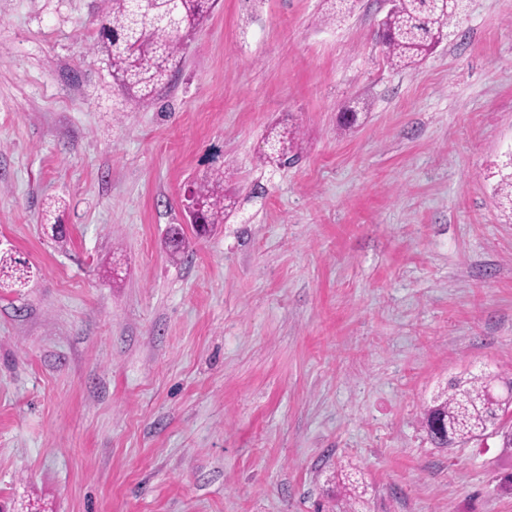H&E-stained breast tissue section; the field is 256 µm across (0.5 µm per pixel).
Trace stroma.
Here are the masks:
<instances>
[{"label": "stroma", "instance_id": "35a3bbf8", "mask_svg": "<svg viewBox=\"0 0 512 512\" xmlns=\"http://www.w3.org/2000/svg\"><path fill=\"white\" fill-rule=\"evenodd\" d=\"M334 6L218 0L139 105L107 0H0V254L30 268L0 288V512H339L347 462L365 512H512L497 436L421 426L512 373V0H461L406 69L388 0ZM284 120L302 151L266 164ZM217 171L233 209L172 259ZM497 382L502 383L499 391ZM493 383L502 397L512 391V377L498 374H470L452 382L443 398L437 396L424 412L423 425L431 441L438 448L456 443H467L494 426L509 411L508 400H493L488 388Z\"/></svg>", "mask_w": 512, "mask_h": 512}]
</instances>
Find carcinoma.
I'll list each match as a JSON object with an SVG mask.
<instances>
[{
  "label": "carcinoma",
  "instance_id": "cac0c4a2",
  "mask_svg": "<svg viewBox=\"0 0 512 512\" xmlns=\"http://www.w3.org/2000/svg\"><path fill=\"white\" fill-rule=\"evenodd\" d=\"M215 0H112V15L100 28V49L111 61L112 78L123 91L141 104L151 103L158 87L181 66L185 39L207 18ZM458 0H397L382 23L380 33L387 58L396 67H406L431 52L456 16ZM276 152L265 160L284 165L298 157V144L288 128L276 132ZM223 176L206 181L196 189L205 204L203 223L192 225L202 236L224 223V200L218 191ZM20 286L28 282L25 262L0 257V280ZM502 383L500 394L512 391V377L471 374L452 382L446 396H438L424 412L423 425L438 448L476 439L512 410L508 401L492 399L490 385Z\"/></svg>",
  "mask_w": 512,
  "mask_h": 512
}]
</instances>
